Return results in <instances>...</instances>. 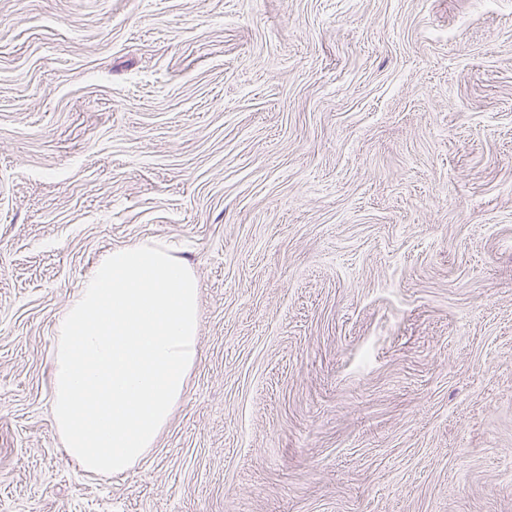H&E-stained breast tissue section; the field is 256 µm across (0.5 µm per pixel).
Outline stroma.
<instances>
[{
    "label": "stroma",
    "mask_w": 512,
    "mask_h": 512,
    "mask_svg": "<svg viewBox=\"0 0 512 512\" xmlns=\"http://www.w3.org/2000/svg\"><path fill=\"white\" fill-rule=\"evenodd\" d=\"M155 240L198 357L87 474L54 325ZM0 512H512V0H0Z\"/></svg>",
    "instance_id": "1"
}]
</instances>
